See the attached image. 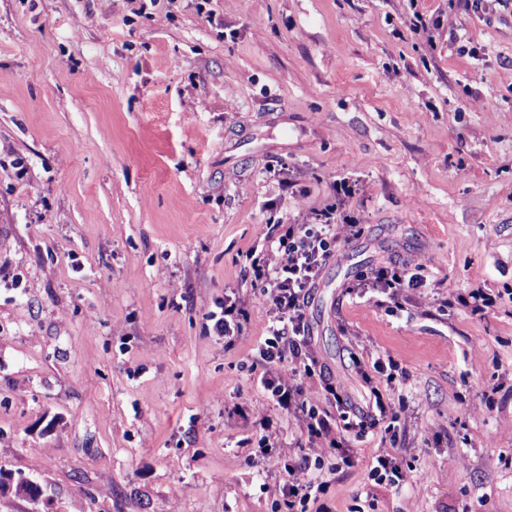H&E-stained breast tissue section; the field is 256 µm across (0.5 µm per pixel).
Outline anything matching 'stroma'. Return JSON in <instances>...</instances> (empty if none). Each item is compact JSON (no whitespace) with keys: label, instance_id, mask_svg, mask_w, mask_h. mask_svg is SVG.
I'll return each mask as SVG.
<instances>
[{"label":"stroma","instance_id":"stroma-1","mask_svg":"<svg viewBox=\"0 0 512 512\" xmlns=\"http://www.w3.org/2000/svg\"><path fill=\"white\" fill-rule=\"evenodd\" d=\"M196 3L0 0V467L47 486L46 512H276V463L249 461L260 424L286 450L307 436L251 372L269 313L246 253L347 174L365 228H337L313 350L351 399L404 397L407 433L357 442L326 505L512 512V11ZM390 260L432 273L407 318L343 294ZM230 287L250 318L228 348L207 314ZM477 287L492 310L429 316ZM380 356L407 379L364 382ZM386 453L407 484L370 480Z\"/></svg>","mask_w":512,"mask_h":512}]
</instances>
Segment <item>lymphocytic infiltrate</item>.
Listing matches in <instances>:
<instances>
[{"label":"lymphocytic infiltrate","mask_w":512,"mask_h":512,"mask_svg":"<svg viewBox=\"0 0 512 512\" xmlns=\"http://www.w3.org/2000/svg\"><path fill=\"white\" fill-rule=\"evenodd\" d=\"M334 191L335 202L316 211L315 223L271 225L265 253L252 257L246 269L254 295L272 313L259 347V363L265 369L260 383L272 402L299 413L310 443L283 464L286 482L282 499L275 504L277 512H309L313 506L327 512L321 500L329 489L328 475L337 470L334 457L344 455L350 443L367 437L379 421H386L391 442L399 440L400 415L392 399L373 387L360 401H351L337 390L311 352L307 309L322 269L336 253V226L350 225L357 237L364 232L359 218L342 209L345 199L355 193L353 183L339 179ZM282 254L287 257L283 263L278 260ZM430 284L424 268L389 263L362 272L345 294L355 301L372 297L376 307L394 316L404 310L401 298L405 292ZM209 319L214 336L229 347L247 321L248 311L244 302L228 297ZM280 366L299 375V383L282 379L276 372ZM314 379L326 393V406L310 405L305 398V384Z\"/></svg>","instance_id":"lymphocytic-infiltrate-1"}]
</instances>
